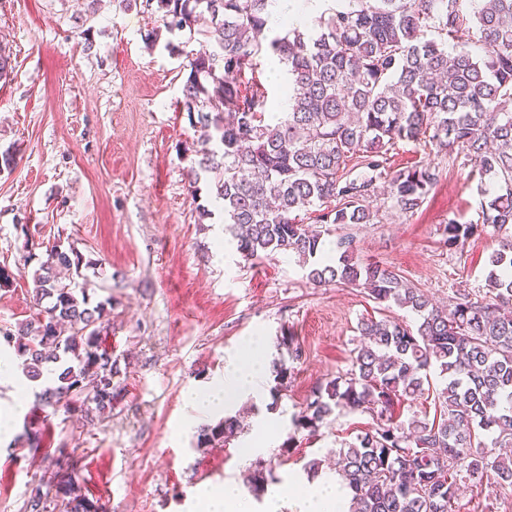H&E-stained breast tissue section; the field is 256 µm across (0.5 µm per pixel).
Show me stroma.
<instances>
[{"label":"stroma","instance_id":"stroma-1","mask_svg":"<svg viewBox=\"0 0 512 512\" xmlns=\"http://www.w3.org/2000/svg\"><path fill=\"white\" fill-rule=\"evenodd\" d=\"M159 25L147 0H0V47L14 67L0 81V154L16 158L0 172V266L16 274L0 290V330L31 318L44 247L69 241L98 262L87 286L94 299L112 300L107 343L121 368L111 412L91 420L37 410L45 382L17 376L26 399L15 436L0 445V512H25L33 488H54L63 475L105 512H185L200 484L245 482L258 464L283 490L281 512H293L304 464L318 459L332 471L334 451L372 424L369 414L338 410L311 436L296 432L294 415L317 385L349 369L361 319L415 320L363 289L313 285L295 254L244 260L223 213L198 223L196 204L213 198L208 181L193 188L185 176L197 136L179 105L182 60L165 47L188 35L166 32L148 44ZM443 159L399 143L395 167L444 165L422 207L385 212L378 224L329 225L322 243L353 233L361 262L395 269L437 303L461 286L484 290L502 236L483 226L464 248L448 249V220L481 224L482 214L478 179ZM282 335L302 347L286 395L239 398L241 434L198 447L197 432L182 430L184 391L223 379L234 356L287 360ZM12 387L0 385V401L11 402ZM268 420L273 447L246 458L248 436ZM38 424L45 437L35 453L25 431Z\"/></svg>","mask_w":512,"mask_h":512}]
</instances>
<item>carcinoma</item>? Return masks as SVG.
I'll list each match as a JSON object with an SVG mask.
<instances>
[{
  "mask_svg": "<svg viewBox=\"0 0 512 512\" xmlns=\"http://www.w3.org/2000/svg\"><path fill=\"white\" fill-rule=\"evenodd\" d=\"M152 2L166 31L201 46L166 44L185 57L180 104L200 132L187 177L195 185L209 176L236 251L246 261L293 252L312 283L362 288L417 316L414 325L361 319L351 368L316 387L293 418L295 430L313 434L338 408L372 415L374 426L335 454L349 512H455L461 484L511 492L512 458L494 449L512 447V240L492 256L485 295L459 288L442 308L395 270L361 263L351 234L337 240L336 263L317 260L321 231L300 213L315 207L319 224H374L380 181L390 210L415 213L442 168H392L398 142L408 141L490 180L482 223L512 225V0H479L471 11L465 0H337L321 13L320 32L271 38L268 0ZM264 58L287 76L289 110L274 124L264 85L243 81ZM353 161L363 168L355 176ZM477 231L450 218L445 243L462 247ZM91 265L71 243L46 247L33 273L31 320L0 335L29 380L54 372L41 409L77 408L89 419L112 411L121 372L103 336L112 298L94 303L79 282ZM432 368L443 379L439 418L400 420L397 407L424 394ZM273 373L276 396L288 389L290 367L277 363ZM240 430L226 416L201 429L198 446H224ZM247 484L265 492L262 467ZM56 493L67 512H102L68 479Z\"/></svg>",
  "mask_w": 512,
  "mask_h": 512,
  "instance_id": "carcinoma-1",
  "label": "carcinoma"
}]
</instances>
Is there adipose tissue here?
Listing matches in <instances>:
<instances>
[{
  "instance_id": "adipose-tissue-1",
  "label": "adipose tissue",
  "mask_w": 512,
  "mask_h": 512,
  "mask_svg": "<svg viewBox=\"0 0 512 512\" xmlns=\"http://www.w3.org/2000/svg\"><path fill=\"white\" fill-rule=\"evenodd\" d=\"M322 0H269L268 25L280 29L287 23H303L321 11ZM262 364L228 359L223 380L202 390L191 389L186 399L193 408L209 413H221L242 394L261 396ZM348 489L342 488L334 476L326 475L313 483L312 489L301 490L295 496L297 512H346ZM187 512H248L243 488L227 481L221 485H205L198 489Z\"/></svg>"
}]
</instances>
